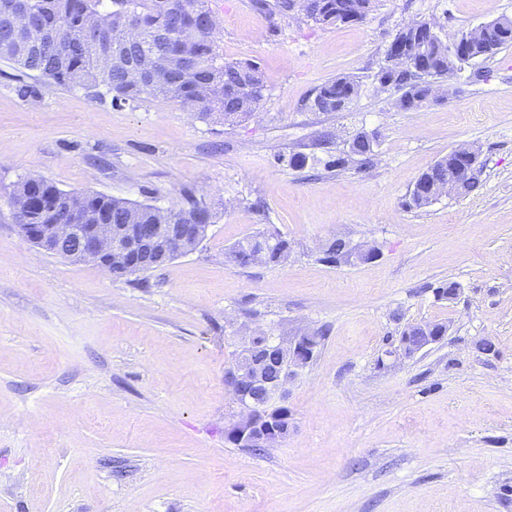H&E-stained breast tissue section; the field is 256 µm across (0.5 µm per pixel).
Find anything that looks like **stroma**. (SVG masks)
<instances>
[{
    "label": "stroma",
    "mask_w": 512,
    "mask_h": 512,
    "mask_svg": "<svg viewBox=\"0 0 512 512\" xmlns=\"http://www.w3.org/2000/svg\"><path fill=\"white\" fill-rule=\"evenodd\" d=\"M205 2L224 61L265 76L258 111L233 123L118 105L0 59V512H512V45L415 111L375 81L408 23L454 35L512 18V0H373L363 21L326 26ZM338 77L358 95L312 111ZM362 132L373 166L329 167ZM459 146L480 152L478 188L406 208ZM29 175L162 208L191 194L215 218L141 286L27 242L7 194ZM258 233L290 242L286 264L232 261ZM335 235L379 255L324 263ZM449 280L457 296L438 298ZM427 322L446 335L385 360ZM303 329L325 338L288 386L287 439L230 443L224 371L241 337Z\"/></svg>",
    "instance_id": "35a3bbf8"
}]
</instances>
